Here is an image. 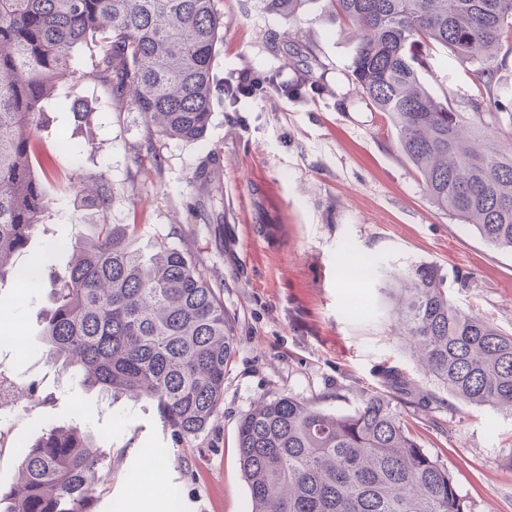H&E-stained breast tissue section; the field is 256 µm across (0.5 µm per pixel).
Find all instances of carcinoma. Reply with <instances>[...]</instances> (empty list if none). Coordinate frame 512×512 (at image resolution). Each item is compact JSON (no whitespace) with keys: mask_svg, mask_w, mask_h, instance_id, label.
Masks as SVG:
<instances>
[{"mask_svg":"<svg viewBox=\"0 0 512 512\" xmlns=\"http://www.w3.org/2000/svg\"><path fill=\"white\" fill-rule=\"evenodd\" d=\"M311 0H261L298 17ZM355 37L351 84L395 129L430 201L512 250V112L498 59L512 52V0H325ZM224 41L216 0H0V282L44 287L42 267L13 262L51 207L40 137L43 102L64 82L91 83L112 110L145 116L147 137L201 140L213 105V62ZM94 46L85 70L73 52ZM478 64L470 112L421 81L433 47ZM80 201L104 217L50 279L42 343L85 389L155 401L180 438L224 404L233 326L199 261L165 242L145 256L135 224L106 220L115 194L101 175H76ZM423 367L462 402L512 410V334L448 299L432 265L391 290ZM236 444L252 512H473L448 468L421 448L389 391L366 392L349 415L292 395L263 400L239 421ZM16 482L0 512H93L107 450L78 427L18 442Z\"/></svg>","mask_w":512,"mask_h":512,"instance_id":"1","label":"carcinoma"}]
</instances>
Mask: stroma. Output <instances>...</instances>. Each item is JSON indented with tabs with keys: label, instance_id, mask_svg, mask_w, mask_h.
I'll return each instance as SVG.
<instances>
[{
	"label": "stroma",
	"instance_id": "35a3bbf8",
	"mask_svg": "<svg viewBox=\"0 0 512 512\" xmlns=\"http://www.w3.org/2000/svg\"><path fill=\"white\" fill-rule=\"evenodd\" d=\"M224 44L213 66L212 118L187 143L148 138L138 112H115L93 84L60 85L43 106L45 148L55 167L44 180L52 204L28 247L64 272L54 241L92 235L101 221L139 227L135 248L155 242L195 255L232 321L236 351L224 373V405L197 436L180 440L156 402L113 398L75 384L37 344L50 290L26 296L0 282L12 311L0 317V371L23 399L17 432L36 439L53 427L81 426L111 451L95 512H251L236 448L240 418L260 400L292 394L348 415L363 394L398 373L429 407L404 406L422 448L438 457L474 512H512V411L462 403L420 366L404 339L389 290L422 263L437 265L457 307L512 332V251L488 245L469 225L438 210L386 119L355 94L348 70L355 41L311 0L290 19L259 0H216ZM313 50V84L299 82ZM252 72L273 80L264 97L231 100L224 81ZM425 86L448 90L458 111L476 91L474 66L436 49ZM79 99L83 115L63 108ZM104 175L115 201L108 216L78 201L72 174ZM367 267L349 275L345 256ZM31 341L15 352L6 338ZM168 462L162 490L141 493L127 475L152 454Z\"/></svg>",
	"mask_w": 512,
	"mask_h": 512
}]
</instances>
